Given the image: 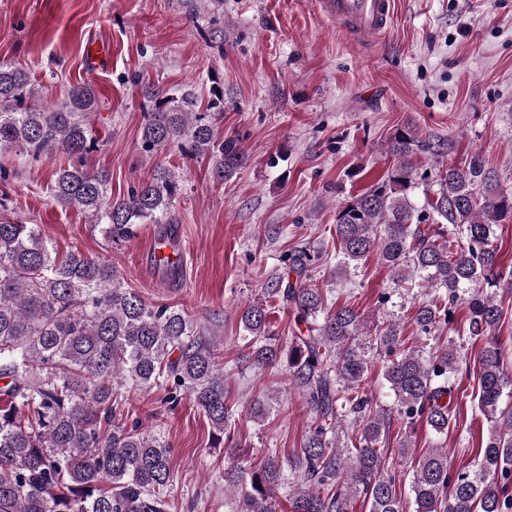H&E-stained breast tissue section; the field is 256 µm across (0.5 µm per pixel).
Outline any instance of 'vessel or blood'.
<instances>
[{"label":"vessel or blood","instance_id":"1","mask_svg":"<svg viewBox=\"0 0 512 512\" xmlns=\"http://www.w3.org/2000/svg\"><path fill=\"white\" fill-rule=\"evenodd\" d=\"M316 12L356 44L370 48L388 33L394 0H313Z\"/></svg>","mask_w":512,"mask_h":512}]
</instances>
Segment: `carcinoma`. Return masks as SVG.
<instances>
[{
    "label": "carcinoma",
    "instance_id": "carcinoma-1",
    "mask_svg": "<svg viewBox=\"0 0 512 512\" xmlns=\"http://www.w3.org/2000/svg\"><path fill=\"white\" fill-rule=\"evenodd\" d=\"M141 149L152 155L174 147L186 158L210 157L222 183L247 161L236 137L214 133L224 95L211 89L206 111L190 89L146 90ZM97 108L92 85L79 83L61 104L47 106L23 66L0 62V152L38 162L62 152L82 158L94 151L89 122ZM392 164L362 193L336 204V268L375 255L396 289L423 282L434 293L417 304L416 332L428 341L449 331L448 343L424 355L406 347L399 325L375 326L363 343L364 315L338 306L313 283L324 255L305 243L281 256L284 273L271 276L263 294L288 310L296 330L280 339L269 309L249 304L240 321L247 351L237 367L263 373L285 366L290 387L313 419L288 462L269 448L254 459L232 432L224 366L215 344L196 332L186 312L147 302L101 257L58 256L37 224L0 208V512H166L171 482L169 444L160 436L115 422L114 393L131 386L160 387L171 404L185 393L210 420L217 440L231 450L224 493L236 512H277L288 481V512H505L512 504V373L500 347L480 351L478 405L491 423L475 464L453 469L448 449L418 460L409 488L385 471L388 432L396 413L405 425L398 453H410L416 425L448 434L449 403L467 365L468 340L492 335L503 310L497 291L512 288L495 243L497 225L512 221V191L485 157L449 164L448 142L422 139L417 128L396 130L387 142ZM424 152L433 169L418 170ZM423 188L424 205L413 204ZM180 175L163 169L128 195L109 194V175L72 164L55 172L52 200L89 214L111 243L127 242L144 222L172 224ZM466 304L470 316L455 326ZM384 353L383 377L394 411L377 407L368 380L365 345ZM279 400L250 401L254 421H265Z\"/></svg>",
    "mask_w": 512,
    "mask_h": 512
}]
</instances>
